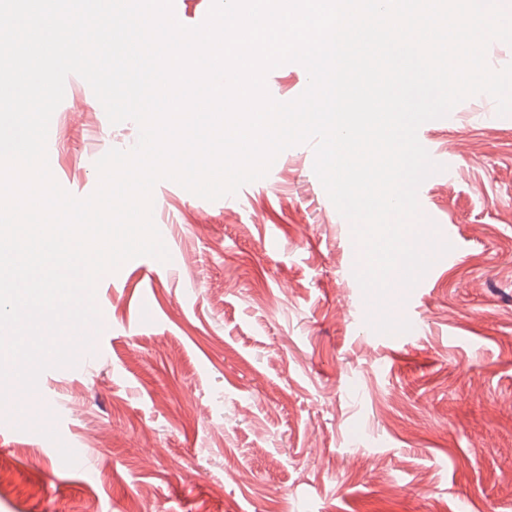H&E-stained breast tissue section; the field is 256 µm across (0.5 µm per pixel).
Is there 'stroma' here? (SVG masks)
I'll use <instances>...</instances> for the list:
<instances>
[{
    "label": "stroma",
    "instance_id": "stroma-1",
    "mask_svg": "<svg viewBox=\"0 0 512 512\" xmlns=\"http://www.w3.org/2000/svg\"><path fill=\"white\" fill-rule=\"evenodd\" d=\"M418 133L457 154L422 197L456 258L396 300L418 334L370 333L361 256L310 145L239 206L157 183L183 260L99 280L104 355L39 379L56 431L0 408L16 426L0 435V512H512V115L489 123L469 102ZM49 137L55 179L84 198L138 127L111 124L89 90Z\"/></svg>",
    "mask_w": 512,
    "mask_h": 512
}]
</instances>
